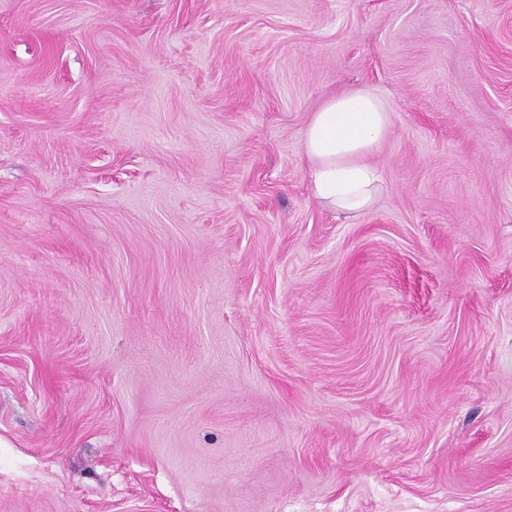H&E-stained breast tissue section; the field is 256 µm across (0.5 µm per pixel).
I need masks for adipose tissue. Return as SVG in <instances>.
<instances>
[{"instance_id": "obj_1", "label": "adipose tissue", "mask_w": 512, "mask_h": 512, "mask_svg": "<svg viewBox=\"0 0 512 512\" xmlns=\"http://www.w3.org/2000/svg\"><path fill=\"white\" fill-rule=\"evenodd\" d=\"M391 126L386 102L370 89L349 88L324 102L303 139L312 197L348 215L370 208L382 186L373 158Z\"/></svg>"}]
</instances>
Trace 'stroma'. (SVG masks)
Segmentation results:
<instances>
[{
  "instance_id": "obj_1",
  "label": "stroma",
  "mask_w": 512,
  "mask_h": 512,
  "mask_svg": "<svg viewBox=\"0 0 512 512\" xmlns=\"http://www.w3.org/2000/svg\"><path fill=\"white\" fill-rule=\"evenodd\" d=\"M0 512H512V0H0ZM391 126L386 102L367 88L345 89L312 112L303 139L311 196L348 215L370 208L382 186L373 157Z\"/></svg>"
}]
</instances>
